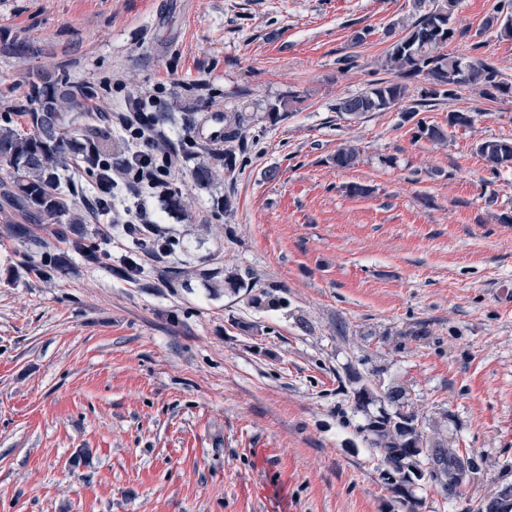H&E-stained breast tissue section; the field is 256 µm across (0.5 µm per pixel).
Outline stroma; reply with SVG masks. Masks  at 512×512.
Segmentation results:
<instances>
[{"label": "stroma", "instance_id": "1", "mask_svg": "<svg viewBox=\"0 0 512 512\" xmlns=\"http://www.w3.org/2000/svg\"><path fill=\"white\" fill-rule=\"evenodd\" d=\"M496 3L459 0L448 50L482 41L512 81V38L485 26ZM415 13L414 0H0V125L29 131L32 68L91 87L89 132L147 94L190 117L163 126L187 141L172 175L184 211L156 207L168 254L92 222L90 264L69 225L0 207V512H265L256 489L276 477L292 512H472L512 484V167L489 175L475 148L512 138V98L437 101L424 118L447 128L443 145L395 108L335 110L384 78L386 32ZM455 110L471 126H449ZM218 111L251 115L250 150L201 186L196 163L222 161L201 135ZM346 141L361 160L339 169ZM364 384L404 388L428 433L476 457L462 495L422 483L403 505L365 430L378 408L353 402ZM256 448L275 467L257 469Z\"/></svg>", "mask_w": 512, "mask_h": 512}]
</instances>
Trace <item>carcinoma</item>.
<instances>
[{"label": "carcinoma", "mask_w": 512, "mask_h": 512, "mask_svg": "<svg viewBox=\"0 0 512 512\" xmlns=\"http://www.w3.org/2000/svg\"><path fill=\"white\" fill-rule=\"evenodd\" d=\"M458 0H416L415 20L399 21L397 42L389 45L382 61V70L396 80H381L370 88L340 98L336 112L358 119L369 112H384L398 107L402 122L415 121L416 136L442 143L447 132L439 125L418 117L425 101L440 97L452 98L458 91L475 87L483 96L495 99L512 92L500 70L483 55V44L475 41L470 54L459 57L444 52L456 36L452 19ZM425 75L431 88L422 90L421 99L406 101L407 85L403 81ZM33 129L22 133L10 126H0V167L14 175L13 189L5 192L12 205L32 220L47 218L57 224H83L84 213L69 200V192L58 180L59 171L83 161L95 167L98 155L85 150L81 134L86 111L81 99L90 95L65 76L54 77L38 69L29 73ZM249 117L242 112L224 113V170L231 175L241 163V152L247 141ZM476 151L485 169L497 176L512 166V139L483 140ZM360 150L351 143L340 145L330 157L340 169L355 167ZM221 170L201 163L194 176L197 183L208 185ZM388 402L397 406L393 413L381 412L368 420L366 430L370 444L385 467L387 479L395 482L405 502L413 497L410 486L426 482L453 498L478 471L475 457L458 449L448 448L442 440L425 434L416 411L403 403L405 392L393 387L384 393ZM356 409L364 411L380 397L364 385L353 392ZM476 512H512V496L502 493L483 499Z\"/></svg>", "instance_id": "1"}]
</instances>
